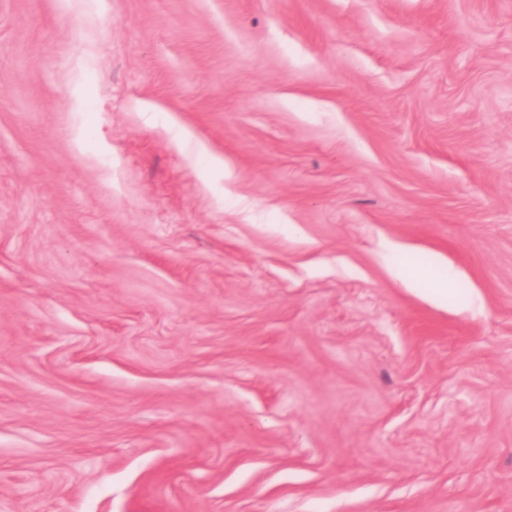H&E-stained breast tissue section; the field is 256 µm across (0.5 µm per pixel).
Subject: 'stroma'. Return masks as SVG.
Listing matches in <instances>:
<instances>
[{"instance_id": "35a3bbf8", "label": "stroma", "mask_w": 512, "mask_h": 512, "mask_svg": "<svg viewBox=\"0 0 512 512\" xmlns=\"http://www.w3.org/2000/svg\"><path fill=\"white\" fill-rule=\"evenodd\" d=\"M0 512H512V0H0Z\"/></svg>"}]
</instances>
